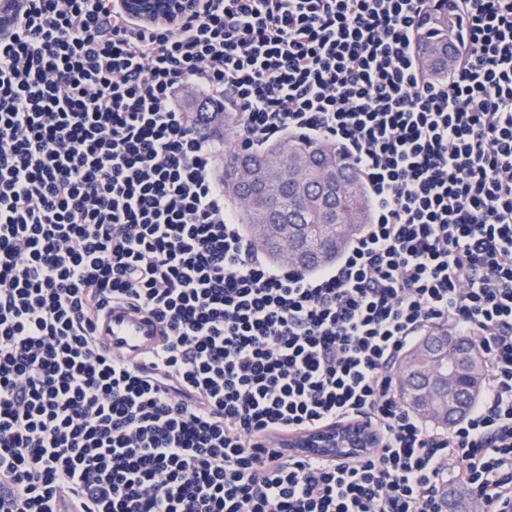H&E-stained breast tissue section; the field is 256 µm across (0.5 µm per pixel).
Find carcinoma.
Returning <instances> with one entry per match:
<instances>
[{
	"instance_id": "1",
	"label": "carcinoma",
	"mask_w": 512,
	"mask_h": 512,
	"mask_svg": "<svg viewBox=\"0 0 512 512\" xmlns=\"http://www.w3.org/2000/svg\"><path fill=\"white\" fill-rule=\"evenodd\" d=\"M433 26L417 34L419 61L430 77L448 71V4L434 12ZM294 169L301 181L286 180L282 173ZM224 190L235 201L250 200L241 207V223L252 245L270 260L280 252L300 251L301 270L334 262L350 241L370 221L369 203L359 174L333 145L298 135L281 138L250 153L224 155ZM292 226L288 239L281 225ZM421 341L405 354L398 366V389L402 402L413 406L412 390L431 378L443 379L448 366L474 379V386L459 390L458 398L470 407L478 393L483 371L465 367L457 353L475 348L473 340L444 333L438 351H426Z\"/></svg>"
}]
</instances>
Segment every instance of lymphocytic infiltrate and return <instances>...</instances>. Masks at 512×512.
Masks as SVG:
<instances>
[{"label":"lymphocytic infiltrate","instance_id":"obj_1","mask_svg":"<svg viewBox=\"0 0 512 512\" xmlns=\"http://www.w3.org/2000/svg\"><path fill=\"white\" fill-rule=\"evenodd\" d=\"M15 0L0 30V512H512V0H450L447 76L416 34L439 0ZM336 145L371 220L304 272L251 245L224 154ZM163 324L133 365L95 323ZM473 336L481 395L442 428L396 368ZM357 422L363 456L274 432ZM127 7L147 23H167L182 17L189 7L188 0H127ZM335 425H325L316 429H296L281 431L277 434L279 443L286 448V452L291 457H308L318 456L329 461H336L340 459H351L339 458L340 455H336L334 448H308L307 443L318 434L324 433L334 428Z\"/></svg>","mask_w":512,"mask_h":512}]
</instances>
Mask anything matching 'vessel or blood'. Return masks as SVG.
<instances>
[{
	"label": "vessel or blood",
	"mask_w": 512,
	"mask_h": 512,
	"mask_svg": "<svg viewBox=\"0 0 512 512\" xmlns=\"http://www.w3.org/2000/svg\"><path fill=\"white\" fill-rule=\"evenodd\" d=\"M97 342L103 349L112 351L129 361L144 358L162 341V325L149 313L126 304H110L97 324ZM316 432L312 429H296L279 432L277 439L293 457L315 455L329 461L336 460L335 449H311L308 446Z\"/></svg>",
	"instance_id": "vessel-or-blood-1"
}]
</instances>
